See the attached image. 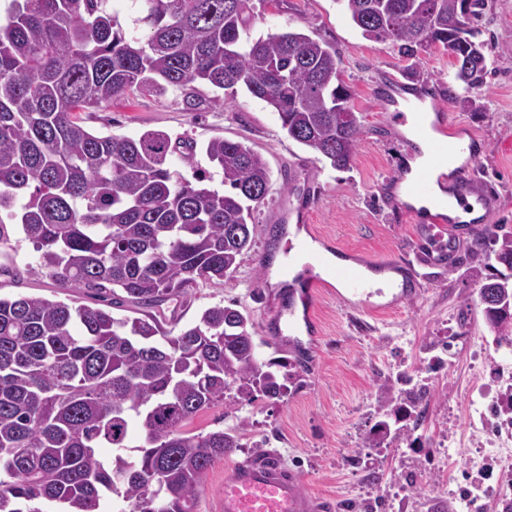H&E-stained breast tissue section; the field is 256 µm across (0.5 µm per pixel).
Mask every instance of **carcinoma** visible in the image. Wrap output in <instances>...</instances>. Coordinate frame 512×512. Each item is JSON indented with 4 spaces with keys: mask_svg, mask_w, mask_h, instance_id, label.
Segmentation results:
<instances>
[{
    "mask_svg": "<svg viewBox=\"0 0 512 512\" xmlns=\"http://www.w3.org/2000/svg\"><path fill=\"white\" fill-rule=\"evenodd\" d=\"M110 0H11L0 23V210L19 217L39 269L63 291L104 306L0 297V512H196L212 463L243 447L244 426L208 433L188 425L255 393L281 397L273 363L258 359L248 314L203 309L177 334L161 305L199 280H230L252 246V211L271 187L264 157L215 138L206 154L224 191L169 167L196 143L149 130L96 135L79 113L133 91L202 83L238 86L266 102L281 127L336 170L352 165L363 134L337 52L298 31L243 41L250 0H132L126 29ZM362 34L416 60L442 46L454 78L489 75L469 20L487 0H336ZM512 264V234L471 246L473 276L491 294L483 313L512 345V279L487 272L488 245ZM131 302L142 317H116ZM112 449V458L98 449Z\"/></svg>",
    "mask_w": 512,
    "mask_h": 512,
    "instance_id": "carcinoma-1",
    "label": "carcinoma"
}]
</instances>
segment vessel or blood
<instances>
[{
  "label": "vessel or blood",
  "instance_id": "1",
  "mask_svg": "<svg viewBox=\"0 0 512 512\" xmlns=\"http://www.w3.org/2000/svg\"><path fill=\"white\" fill-rule=\"evenodd\" d=\"M425 93V88L413 89L411 99L396 106L391 112L392 117L422 124L423 115L417 101ZM428 145L431 156L443 165L470 149L469 144L448 139L444 135L430 138ZM452 181L455 189L451 200L439 203L437 213L427 216L414 208L411 201L431 196V179L419 175L408 181L404 195L409 196L410 201L406 204L401 203L400 196L392 193V181H385L384 186L390 191L389 201L401 205L416 224L419 232L417 260L411 263L393 257H368L356 263L337 264L332 274L344 284L359 312L370 313L377 308L373 293L368 289L365 270L396 273L403 280L405 295H421L433 280V269L450 264L457 241L466 232L481 225L480 214L491 205L492 200L478 192L473 169L468 167L455 173ZM322 265V258L316 256L306 264L301 274L283 271V284L288 289V297L278 301L273 311L275 323L293 327L299 320L300 311L310 309L314 298L313 288L321 279ZM333 509L332 502L310 495L297 474L273 453L235 463L224 479V512H333Z\"/></svg>",
  "mask_w": 512,
  "mask_h": 512
}]
</instances>
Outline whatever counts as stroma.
Segmentation results:
<instances>
[{"label":"stroma","instance_id":"1","mask_svg":"<svg viewBox=\"0 0 512 512\" xmlns=\"http://www.w3.org/2000/svg\"><path fill=\"white\" fill-rule=\"evenodd\" d=\"M251 7L253 20L243 39L297 30L336 49L351 93L350 105L364 130L351 169L336 170L311 149L289 139L277 112L242 89L225 95L220 104L214 103L208 86L198 83L162 94L142 91L82 115L93 132L136 138L159 130L175 140L193 139L199 147L194 159L188 162L174 155L171 169L189 181L196 173L207 172L215 188L220 187L223 174L204 153L212 138L245 142L268 163L270 193L252 213L253 245L242 256L233 279L199 281L162 309L165 329L178 331L193 324L207 307L237 302L251 315L259 359L285 363L286 390L274 401L259 395L245 403L227 396L223 405L198 415L192 427L207 433L246 425L250 440L265 442L268 450L277 452L288 469L303 476L313 496L335 502V512H377L372 496L407 471L413 479L402 512H443L448 498L442 475L434 467L400 460L386 468L380 481L366 486L362 471L352 461L385 455V448L367 447L358 435L368 431L381 412V388L393 365L413 358L412 342L455 332L460 346L472 353L492 345L477 281L470 272L468 244L458 249L461 263L428 285L420 297L382 298V311L363 315L359 326L335 285L323 281L315 291L317 328L300 335L313 348L314 370L300 367L293 347L275 341L267 330L272 316L269 296L281 280L279 257L286 252L288 231L295 227L285 213L290 196L310 192L316 197L309 242L339 245L367 257L394 254L414 259L412 223L397 218L380 192L384 179L407 161L405 136L382 112L380 98L389 75L408 79V61L397 47L364 37L336 0H252ZM470 25L489 44L491 73L483 86L467 90L455 83L453 59L439 46L420 53L417 68L430 82L453 90L443 101L451 122L449 135L463 131L484 145L475 172L480 190L497 201L485 219L487 230L512 232V153L501 150L502 141L512 138V0H494ZM190 97L195 107L187 106ZM9 234L8 244H0V295L65 299L57 283L39 272V254L20 225H10ZM268 254L273 257V272L265 283L260 279V259ZM489 382L481 369L466 377L457 363H450L433 381L429 396L433 414L450 418L455 436L465 437L470 392ZM254 454V449L239 448L214 463L203 477L197 512H221L225 476L232 464Z\"/></svg>","mask_w":512,"mask_h":512}]
</instances>
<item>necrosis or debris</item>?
Instances as JSON below:
<instances>
[{
    "label": "necrosis or debris",
    "mask_w": 512,
    "mask_h": 512,
    "mask_svg": "<svg viewBox=\"0 0 512 512\" xmlns=\"http://www.w3.org/2000/svg\"><path fill=\"white\" fill-rule=\"evenodd\" d=\"M447 352V337L436 336L428 342L422 365L393 370L389 381L396 396L392 418L404 430L412 433L426 425V417L420 416L406 392L426 388ZM493 352L495 386L470 398L467 442L471 454L466 465L455 463L459 442L454 436L436 439L423 449L412 436L403 442L406 454L441 463L451 512H512V350L497 346Z\"/></svg>",
    "instance_id": "4bbe7bcc"
}]
</instances>
